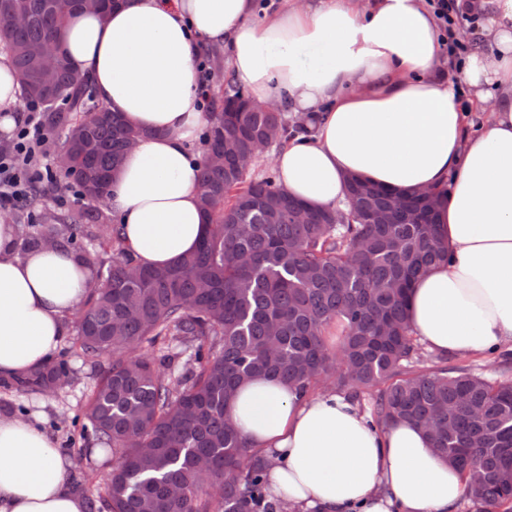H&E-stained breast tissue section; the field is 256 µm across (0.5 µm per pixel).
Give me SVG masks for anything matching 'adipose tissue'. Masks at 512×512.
Instances as JSON below:
<instances>
[{"label":"adipose tissue","mask_w":512,"mask_h":512,"mask_svg":"<svg viewBox=\"0 0 512 512\" xmlns=\"http://www.w3.org/2000/svg\"><path fill=\"white\" fill-rule=\"evenodd\" d=\"M480 17L463 66L440 42L428 0H124L67 21V62L97 100L140 132L106 195L137 261L169 266L205 237L201 155L190 145L211 115L199 105L198 62L218 47L253 101L312 113L310 135L279 147L280 186L319 210L342 206L355 176L394 193L433 188L446 260L409 290L413 336L434 353L476 356L512 343V0H456ZM471 96L463 107L454 84ZM22 80L0 49V133L17 124ZM485 114L471 128L470 112ZM0 219V377L45 363L64 320L81 311L92 261L56 245L18 255ZM230 414L270 460V493L297 512H457L463 474L409 422L372 427L335 389L300 397L256 376ZM69 462L42 431L0 420V512H87Z\"/></svg>","instance_id":"obj_1"}]
</instances>
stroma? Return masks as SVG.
Segmentation results:
<instances>
[{
  "label": "stroma",
  "mask_w": 512,
  "mask_h": 512,
  "mask_svg": "<svg viewBox=\"0 0 512 512\" xmlns=\"http://www.w3.org/2000/svg\"><path fill=\"white\" fill-rule=\"evenodd\" d=\"M93 207V202L85 199L59 202L57 191L51 190L33 204L12 208L11 213L15 223L24 225L46 212L67 214ZM74 322V317L66 318V333L56 350L72 368L73 382L55 392L42 393L22 392L14 384L0 381V418L34 423L69 459L72 481L85 482L93 492L103 489L112 464L101 450L95 449L91 436L82 434L81 425L89 394L106 371L108 361L84 356L73 349Z\"/></svg>",
  "instance_id": "obj_1"
}]
</instances>
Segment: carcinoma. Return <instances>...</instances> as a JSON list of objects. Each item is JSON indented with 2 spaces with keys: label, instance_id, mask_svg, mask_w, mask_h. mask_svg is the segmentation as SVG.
<instances>
[{
  "label": "carcinoma",
  "instance_id": "carcinoma-1",
  "mask_svg": "<svg viewBox=\"0 0 512 512\" xmlns=\"http://www.w3.org/2000/svg\"><path fill=\"white\" fill-rule=\"evenodd\" d=\"M15 0H0V39L11 51L26 98L57 117L71 154L66 176L89 201L103 196L126 141L140 136L116 112L92 98L87 76L60 62L56 82L35 83V50L57 42L83 0H23L29 14L8 23ZM203 136L205 153H224V167L204 160L200 205L211 222L199 248L172 267H142L125 248L119 225L99 212L56 217L30 236L25 249L54 236L73 242L84 224L91 240L115 252L89 288L75 326V346L110 357L91 391L90 435L112 455L102 498L108 512H286L266 494L269 461L249 448L227 409L238 384L277 377L303 396L331 380L363 404L377 427L406 420L422 427L440 458L465 476L463 503L474 512H512V379L465 367L424 368L428 354L410 334L407 294L413 281L447 252L437 234L435 201L409 196L385 224L353 218L386 203L387 192L361 181L349 187L346 209L326 217L285 218L305 205L269 177H254L237 158L254 143L279 145L313 123L288 128L282 112L251 108L241 85L215 83ZM343 327L338 349L324 333ZM160 344L157 360L132 358L133 348ZM178 349L177 354L170 349ZM186 357L174 367L175 356ZM64 359L51 360L15 382L20 391L50 392L69 383Z\"/></svg>",
  "mask_w": 512,
  "mask_h": 512
}]
</instances>
